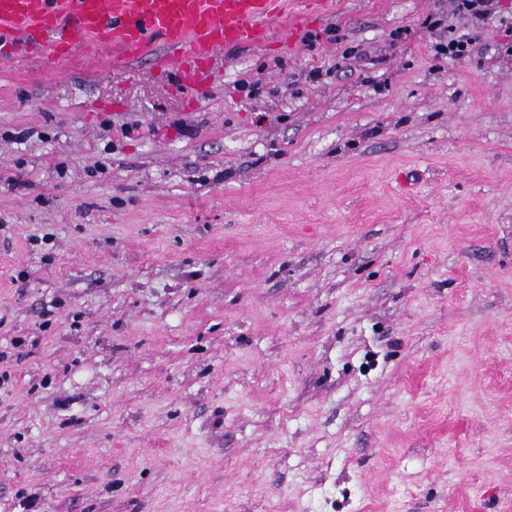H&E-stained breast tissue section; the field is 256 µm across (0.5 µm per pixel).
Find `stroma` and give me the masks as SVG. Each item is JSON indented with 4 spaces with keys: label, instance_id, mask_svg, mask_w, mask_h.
Wrapping results in <instances>:
<instances>
[{
    "label": "stroma",
    "instance_id": "1",
    "mask_svg": "<svg viewBox=\"0 0 512 512\" xmlns=\"http://www.w3.org/2000/svg\"><path fill=\"white\" fill-rule=\"evenodd\" d=\"M283 8L0 64V512H512V39Z\"/></svg>",
    "mask_w": 512,
    "mask_h": 512
}]
</instances>
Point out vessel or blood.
<instances>
[{"label": "vessel or blood", "instance_id": "1", "mask_svg": "<svg viewBox=\"0 0 512 512\" xmlns=\"http://www.w3.org/2000/svg\"><path fill=\"white\" fill-rule=\"evenodd\" d=\"M282 12L283 0H0V61L79 45L129 59L160 42L169 76L192 89L211 83L218 50L264 41Z\"/></svg>", "mask_w": 512, "mask_h": 512}]
</instances>
